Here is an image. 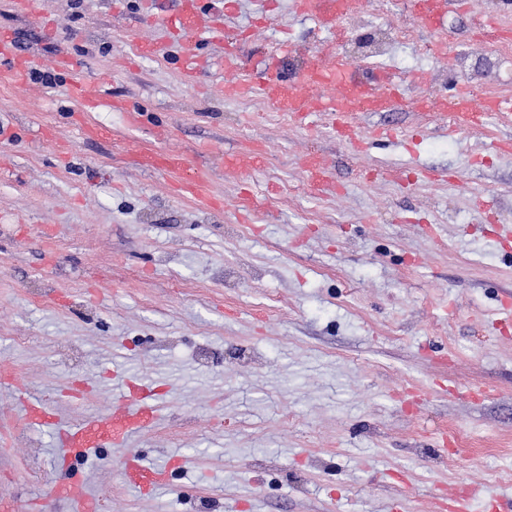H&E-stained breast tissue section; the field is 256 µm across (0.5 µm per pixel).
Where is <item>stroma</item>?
Returning a JSON list of instances; mask_svg holds the SVG:
<instances>
[{
  "label": "stroma",
  "mask_w": 512,
  "mask_h": 512,
  "mask_svg": "<svg viewBox=\"0 0 512 512\" xmlns=\"http://www.w3.org/2000/svg\"><path fill=\"white\" fill-rule=\"evenodd\" d=\"M270 2L234 0L226 31L250 32L238 63L255 82L324 38ZM497 3L414 19L385 56L403 102L452 79L512 88V57L475 40ZM178 9L41 0L35 17L0 0V31L61 78L0 76V427L22 395L64 425L127 394L158 406L125 447L75 462L97 512H438L452 487L512 512V124L449 136L447 115L401 105L361 115L351 145L331 120L226 96L223 43L202 39L186 79L159 23ZM74 81L90 100L69 98ZM135 141L186 170H145ZM257 150L261 169L225 168ZM311 156L335 191L311 190ZM196 174L214 207L178 192ZM56 448L50 428L0 437V512H72L52 493ZM121 456L175 466L142 494Z\"/></svg>",
  "instance_id": "1"
}]
</instances>
